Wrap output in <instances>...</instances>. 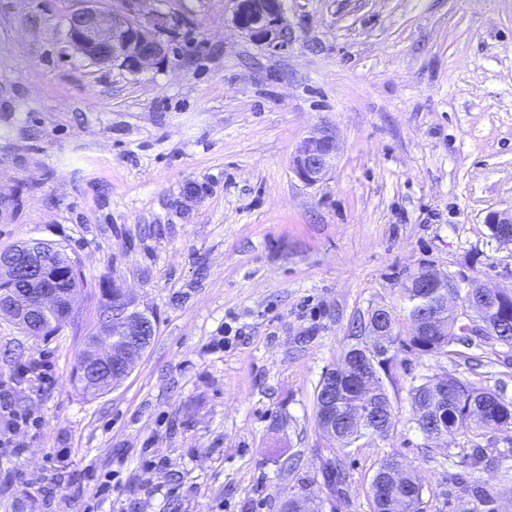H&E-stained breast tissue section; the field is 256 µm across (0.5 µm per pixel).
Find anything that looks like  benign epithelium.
<instances>
[{
    "label": "benign epithelium",
    "instance_id": "obj_1",
    "mask_svg": "<svg viewBox=\"0 0 512 512\" xmlns=\"http://www.w3.org/2000/svg\"><path fill=\"white\" fill-rule=\"evenodd\" d=\"M82 5L66 17L64 55H79L94 66H117L133 74L155 68L166 57L168 47L161 34L172 25V17L151 10L135 17L105 6V0H81ZM236 28L252 40L271 50L281 49L287 42L281 22L280 0H239L235 15ZM336 152L333 135L321 132L305 139L297 148L292 169L307 185L320 182L332 167ZM489 224H502L501 242L512 243V209L497 211L487 217ZM44 241L34 239L18 247L17 258L32 267L42 264ZM419 298L432 306V313L413 318L417 334L430 335L437 331V317L448 311V277L430 270L417 279ZM479 291L471 294L467 307L473 312L496 308L500 293L477 284ZM76 289L59 288L48 279L37 288L0 293V315L13 319L30 333H46L53 324H44L55 311L60 321L67 323L73 313ZM147 312L129 306L108 307L102 313L107 331L82 354L81 372L89 373L100 367L108 368L102 381L112 387L125 379L143 354L140 345L148 330ZM373 335H392V314L380 307L374 310L371 324ZM368 361L360 351L352 350V362L330 371L336 376L337 387L348 385L362 392L367 378Z\"/></svg>",
    "mask_w": 512,
    "mask_h": 512
}]
</instances>
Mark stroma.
<instances>
[{
	"label": "stroma",
	"instance_id": "35a3bbf8",
	"mask_svg": "<svg viewBox=\"0 0 512 512\" xmlns=\"http://www.w3.org/2000/svg\"><path fill=\"white\" fill-rule=\"evenodd\" d=\"M107 2L173 17L163 63L133 75L64 56L78 0H0V251L55 241L85 277L52 334L0 317V389L31 419L0 445V512H280L292 495L371 512L390 456L422 512H474L450 473L476 447L467 482L512 512V429L445 445L413 421L426 377L512 404V347L482 330L449 356L395 346L387 437L341 450L315 417L372 310L408 338L421 268L512 291V244L485 222L512 208V0H284L277 52L236 28V0ZM318 131L336 158L308 186L291 160ZM112 287L156 333L92 396L73 372ZM41 361L44 381L25 371ZM336 458L339 494L324 480Z\"/></svg>",
	"mask_w": 512,
	"mask_h": 512
}]
</instances>
